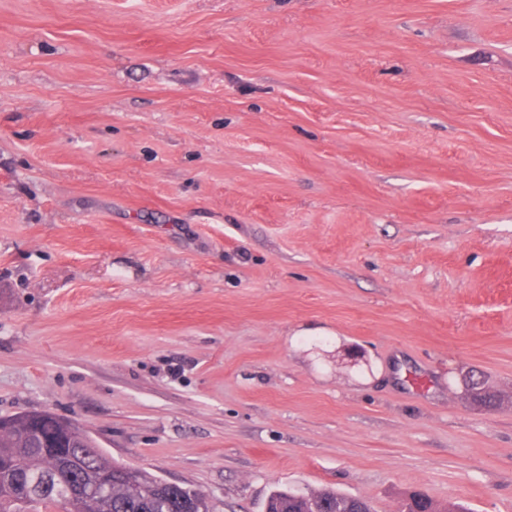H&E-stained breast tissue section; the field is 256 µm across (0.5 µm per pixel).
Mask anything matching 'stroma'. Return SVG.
Wrapping results in <instances>:
<instances>
[{"instance_id": "stroma-1", "label": "stroma", "mask_w": 512, "mask_h": 512, "mask_svg": "<svg viewBox=\"0 0 512 512\" xmlns=\"http://www.w3.org/2000/svg\"><path fill=\"white\" fill-rule=\"evenodd\" d=\"M42 410L216 512H512V0H0V417ZM294 493H293V492ZM266 512H371L370 505L332 489L300 493L292 489L274 491Z\"/></svg>"}]
</instances>
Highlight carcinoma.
Instances as JSON below:
<instances>
[{"label": "carcinoma", "instance_id": "carcinoma-1", "mask_svg": "<svg viewBox=\"0 0 512 512\" xmlns=\"http://www.w3.org/2000/svg\"><path fill=\"white\" fill-rule=\"evenodd\" d=\"M470 399L494 405L497 396L483 380L470 378ZM72 421L50 411H41L36 420L27 413L14 415L8 426H0V512H38L50 506L58 512H160L173 501L198 497L185 487L176 490L146 476L139 485L130 484L92 442L81 446L78 436L69 433ZM54 481L48 491H27L25 487L44 478ZM76 479L90 494L81 499L82 508L68 504L65 486ZM267 512H371L370 505L332 489L300 493L290 489L274 491L266 504ZM402 512H439L425 494L413 495Z\"/></svg>", "mask_w": 512, "mask_h": 512}]
</instances>
